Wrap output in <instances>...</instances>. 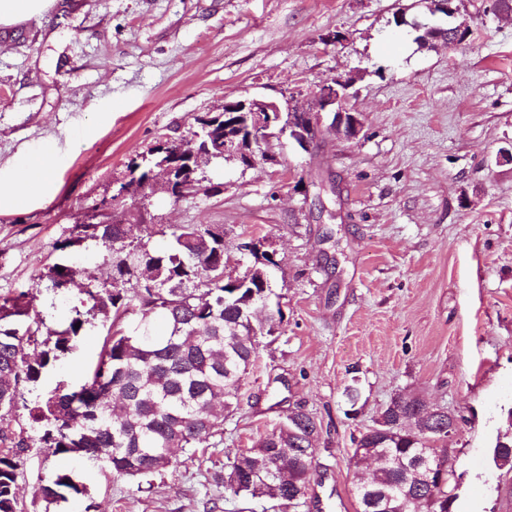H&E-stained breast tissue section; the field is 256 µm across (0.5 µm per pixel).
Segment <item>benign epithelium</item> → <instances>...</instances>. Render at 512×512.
Segmentation results:
<instances>
[{
	"label": "benign epithelium",
	"mask_w": 512,
	"mask_h": 512,
	"mask_svg": "<svg viewBox=\"0 0 512 512\" xmlns=\"http://www.w3.org/2000/svg\"><path fill=\"white\" fill-rule=\"evenodd\" d=\"M354 77L338 76L322 84L313 101H294L286 104V108L271 100L257 97H246L226 102L220 108L224 112V158L236 159L245 168L256 163L255 146L270 142L273 137L288 135L303 149L312 144L313 134L319 132L322 113L334 112L332 128L336 136L344 139H355L362 131L363 123L358 116L342 111L340 105L352 87ZM181 151L170 154L150 173V179L142 184L123 183L118 196H138L146 193V189L154 184H161L166 192L173 196L183 191L184 181H194V175L201 170V163L188 164L185 176L175 177L181 165Z\"/></svg>",
	"instance_id": "benign-epithelium-1"
}]
</instances>
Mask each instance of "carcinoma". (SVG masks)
I'll return each mask as SVG.
<instances>
[{
    "label": "carcinoma",
    "mask_w": 512,
    "mask_h": 512,
    "mask_svg": "<svg viewBox=\"0 0 512 512\" xmlns=\"http://www.w3.org/2000/svg\"><path fill=\"white\" fill-rule=\"evenodd\" d=\"M188 135L172 134L151 151L144 166L132 158L129 182L144 180L176 149L224 131V113L194 118ZM141 202L132 224L118 221L78 224L91 231L112 257V281L81 288L87 310L46 331L36 311L34 289L0 293V512H18L16 482L22 454L45 448L53 456L96 460L121 476L142 481L167 469V448L197 458L198 448L240 407L241 387L253 365L259 338L284 320L272 300V271L278 261L255 246L241 252L242 271L221 278L230 252L222 224L164 226ZM167 236L169 247L152 239ZM77 271L54 265L47 277L57 286ZM99 320L107 325L88 380L74 391L60 384L29 408L31 430L15 428L22 389L38 384L59 358L70 352L81 329ZM348 414L362 392L358 379L344 389ZM321 427L316 417L294 410L255 445L229 460L217 483L235 497H266L297 507L305 499ZM457 432L448 410L410 393H398L383 408L376 427L361 434L351 457L355 470L372 469L353 488L358 512H449L453 509L447 449L436 446ZM499 467L512 468V440L493 451ZM87 488L70 466L56 471L40 489L44 512Z\"/></svg>",
    "instance_id": "1"
}]
</instances>
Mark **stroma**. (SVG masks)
<instances>
[{
    "label": "stroma",
    "instance_id": "stroma-1",
    "mask_svg": "<svg viewBox=\"0 0 512 512\" xmlns=\"http://www.w3.org/2000/svg\"><path fill=\"white\" fill-rule=\"evenodd\" d=\"M466 0L458 46H421L412 22L426 0H57L44 17L0 26V173L43 145L57 151V189L23 211L0 209V293L39 282L36 309L55 328L81 296L56 289L50 266L108 280L109 256L87 240L58 250L97 219L172 126L255 96L313 98L356 76L345 103L364 127L346 140L331 114L309 149L271 142L273 161L211 171L209 194L156 192L160 224H220L268 239L272 289L285 318L262 338L239 410L204 455L176 462L137 491L83 459L89 512H356L350 458L397 393L448 408L455 512H512V19ZM404 25H396L397 16ZM106 333L86 326L27 399L86 379ZM365 405L346 417L352 379ZM316 416V468L301 507L243 500L214 474L296 408ZM55 458L32 448L17 497L34 512Z\"/></svg>",
    "mask_w": 512,
    "mask_h": 512
}]
</instances>
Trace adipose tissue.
I'll return each instance as SVG.
<instances>
[{
  "label": "adipose tissue",
  "instance_id": "ef3b65f1",
  "mask_svg": "<svg viewBox=\"0 0 512 512\" xmlns=\"http://www.w3.org/2000/svg\"><path fill=\"white\" fill-rule=\"evenodd\" d=\"M57 157L53 148L26 157L12 169L7 180L0 181V208L19 209L55 189Z\"/></svg>",
  "mask_w": 512,
  "mask_h": 512
}]
</instances>
